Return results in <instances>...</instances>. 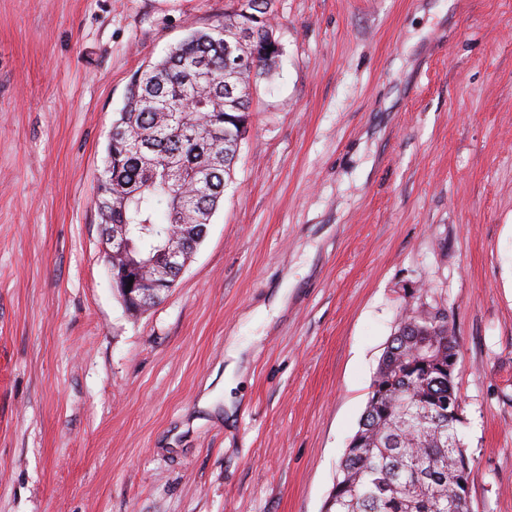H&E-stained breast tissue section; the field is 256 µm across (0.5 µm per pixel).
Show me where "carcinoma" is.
Segmentation results:
<instances>
[{
	"label": "carcinoma",
	"instance_id": "cac0c4a2",
	"mask_svg": "<svg viewBox=\"0 0 512 512\" xmlns=\"http://www.w3.org/2000/svg\"><path fill=\"white\" fill-rule=\"evenodd\" d=\"M239 2L224 22L191 32L130 81L95 205L102 229L128 225L132 266L163 263L180 222L183 252L201 244V226L224 198L247 132L252 85L274 75L275 0ZM228 53L246 61L234 75L224 73ZM170 164L179 171L176 186L163 176ZM448 339V323L432 310L403 314L386 349L395 360L377 368L374 406L354 434L358 447L346 448L339 464L332 512H471L460 486L471 465L462 452L463 409L440 406L448 378L423 366L457 354Z\"/></svg>",
	"mask_w": 512,
	"mask_h": 512
}]
</instances>
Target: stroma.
Returning <instances> with one entry per match:
<instances>
[{
  "instance_id": "stroma-1",
  "label": "stroma",
  "mask_w": 512,
  "mask_h": 512,
  "mask_svg": "<svg viewBox=\"0 0 512 512\" xmlns=\"http://www.w3.org/2000/svg\"><path fill=\"white\" fill-rule=\"evenodd\" d=\"M236 7L0 0V512H322L407 307L456 340L472 512H512V0H276L224 201L129 314L112 123ZM141 276V283L148 288H138L140 283L137 280L133 281L131 288H127L130 278L127 276V273L123 271L112 276V287L125 299L127 309L132 315L141 314L151 308L154 303H157L161 299V296L155 293L154 290L157 288L152 287L166 283L161 280L164 275L160 273L159 270H153L151 267L143 268L141 270ZM135 292H138L141 297H136L134 295ZM243 352L244 346L234 340L228 345L226 354L224 353V390H227L228 393L235 387L237 379L246 370L242 359Z\"/></svg>"
}]
</instances>
